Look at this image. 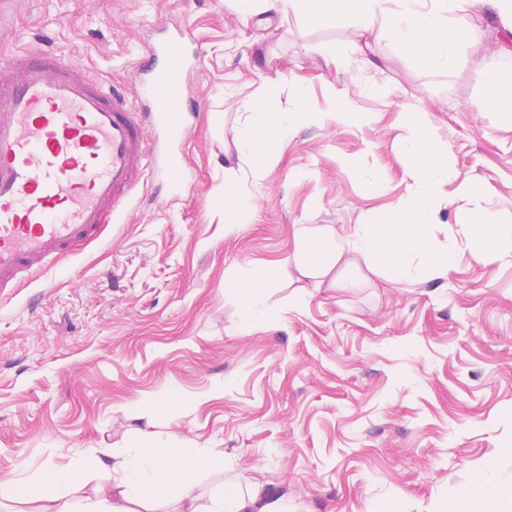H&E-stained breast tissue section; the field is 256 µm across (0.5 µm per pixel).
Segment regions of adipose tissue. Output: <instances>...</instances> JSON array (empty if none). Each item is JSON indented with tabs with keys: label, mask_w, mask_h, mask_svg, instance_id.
<instances>
[{
	"label": "adipose tissue",
	"mask_w": 512,
	"mask_h": 512,
	"mask_svg": "<svg viewBox=\"0 0 512 512\" xmlns=\"http://www.w3.org/2000/svg\"><path fill=\"white\" fill-rule=\"evenodd\" d=\"M239 12L278 10L308 24L356 22L362 33L397 36L399 50L429 69L449 70L460 62V50L471 43V31L454 20L471 7L490 16L500 31L512 34V0H417L415 7L385 13L381 0H235ZM303 103L279 111L271 98L250 99L239 114V159L251 169L262 165L269 147L287 139L303 119ZM410 129L403 154L415 189L425 188L436 174L447 172V159L418 113L408 112ZM469 242L483 244L494 256L512 255V224L492 222L460 212ZM436 226L418 205L373 224H302L294 230V249L280 265L253 269L234 290L241 321L257 313L265 288L298 275L314 285L345 286L351 276L366 273L393 285L425 282L447 275L457 262L453 227L444 244L436 242ZM223 449L197 441L180 445L139 430L137 438L112 453L111 462L92 455L62 468L46 467L0 474V500L38 503V512H286L284 499L255 478L247 484L228 480L212 492L202 491L201 470L231 469ZM448 512H512V481L488 486L476 470L457 491Z\"/></svg>",
	"instance_id": "obj_1"
}]
</instances>
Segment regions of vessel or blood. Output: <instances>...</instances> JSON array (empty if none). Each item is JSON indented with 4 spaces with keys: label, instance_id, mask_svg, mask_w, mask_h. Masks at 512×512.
I'll use <instances>...</instances> for the list:
<instances>
[{
    "label": "vessel or blood",
    "instance_id": "1",
    "mask_svg": "<svg viewBox=\"0 0 512 512\" xmlns=\"http://www.w3.org/2000/svg\"><path fill=\"white\" fill-rule=\"evenodd\" d=\"M27 3L0 0L1 46ZM191 43L184 27L151 42L129 97L52 51L0 55V291L95 241L145 171L179 186Z\"/></svg>",
    "mask_w": 512,
    "mask_h": 512
}]
</instances>
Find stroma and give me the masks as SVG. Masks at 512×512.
Wrapping results in <instances>:
<instances>
[{
    "label": "stroma",
    "instance_id": "1",
    "mask_svg": "<svg viewBox=\"0 0 512 512\" xmlns=\"http://www.w3.org/2000/svg\"><path fill=\"white\" fill-rule=\"evenodd\" d=\"M451 70H429L394 39L363 87L347 23L306 25L231 0H29L11 48L50 47L107 86L131 92L159 27L187 26L199 61L187 78L200 116L184 137L178 189L145 175L100 237L29 282L0 291V473L109 458L157 411L153 433L223 449L232 474L260 478L291 512H445L471 471L512 478V256L458 233L447 276L393 288L301 281L266 289L269 319L238 321L234 279L293 250L298 224L373 223L414 196L399 141L422 113L448 159L428 204L512 223V115L489 106L473 60L512 56L483 15ZM304 88L306 115L264 166L237 183L224 220V170L238 164L236 113L271 94L280 111ZM348 122L329 119L336 107Z\"/></svg>",
    "mask_w": 512,
    "mask_h": 512
}]
</instances>
